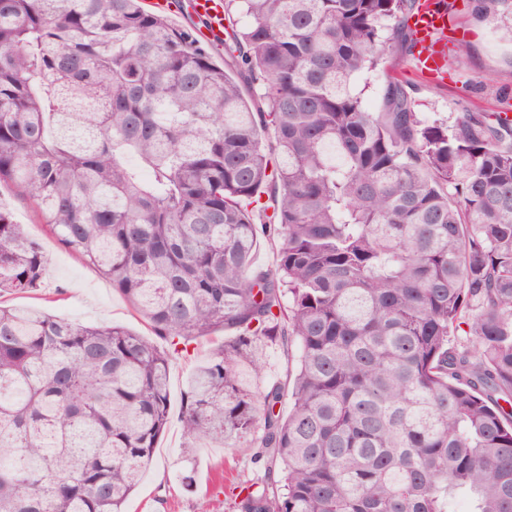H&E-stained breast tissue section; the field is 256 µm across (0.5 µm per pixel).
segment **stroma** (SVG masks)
Masks as SVG:
<instances>
[{
  "label": "stroma",
  "instance_id": "stroma-1",
  "mask_svg": "<svg viewBox=\"0 0 512 512\" xmlns=\"http://www.w3.org/2000/svg\"><path fill=\"white\" fill-rule=\"evenodd\" d=\"M453 13L457 25L468 32L466 53L449 52L447 76L434 83L417 75L411 61L401 58L398 47H390L383 61L360 72L355 89L372 111L382 104L385 74L402 65L407 90L419 118L427 123L448 125L464 112H503L512 97V44L501 40L499 20L480 17L473 0H455ZM0 203L10 211L15 223L38 239L48 256V274L41 288L25 294L0 298L7 305L35 308L49 314L101 325L126 326L146 339H153L149 325L130 307L111 284L75 255L61 248L45 232L31 202L16 195L12 187L0 186ZM223 333L216 332L197 343L190 357L173 359L169 370L170 423L154 450L153 460L126 512H198L207 504L208 512H236L232 489L239 482L262 477L249 448H205L196 455L183 454L184 435L180 415L187 383L192 372L223 344ZM261 375L244 372L243 380L254 388L278 382L288 383L295 367L294 357L279 344L262 350ZM193 471L195 491H185L181 473Z\"/></svg>",
  "mask_w": 512,
  "mask_h": 512
}]
</instances>
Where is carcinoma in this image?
I'll return each mask as SVG.
<instances>
[{"instance_id":"1","label":"carcinoma","mask_w":512,"mask_h":512,"mask_svg":"<svg viewBox=\"0 0 512 512\" xmlns=\"http://www.w3.org/2000/svg\"><path fill=\"white\" fill-rule=\"evenodd\" d=\"M418 7L224 0L223 67L140 0H0V184L166 342L0 305V512H123L171 360L216 331L183 452L255 449L239 512H512V118L352 87L414 54ZM475 10L512 42V0ZM47 270L0 206V292ZM268 342L297 347L291 388H243ZM401 51L393 45L387 51L383 61L375 69H365L355 80V89L361 93L364 105L371 111H377L382 104L385 74L400 61Z\"/></svg>"}]
</instances>
